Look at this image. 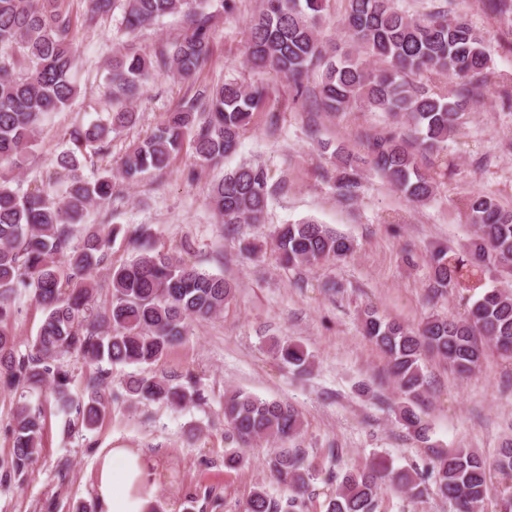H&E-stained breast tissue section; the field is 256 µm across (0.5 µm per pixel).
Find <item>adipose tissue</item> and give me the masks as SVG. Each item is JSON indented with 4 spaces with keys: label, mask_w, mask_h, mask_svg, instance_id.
I'll return each instance as SVG.
<instances>
[{
    "label": "adipose tissue",
    "mask_w": 512,
    "mask_h": 512,
    "mask_svg": "<svg viewBox=\"0 0 512 512\" xmlns=\"http://www.w3.org/2000/svg\"><path fill=\"white\" fill-rule=\"evenodd\" d=\"M153 477L141 452L111 448L98 460L95 488L105 512H150Z\"/></svg>",
    "instance_id": "obj_1"
}]
</instances>
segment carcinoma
Listing matches in <instances>:
<instances>
[{
    "label": "carcinoma",
    "mask_w": 512,
    "mask_h": 512,
    "mask_svg": "<svg viewBox=\"0 0 512 512\" xmlns=\"http://www.w3.org/2000/svg\"><path fill=\"white\" fill-rule=\"evenodd\" d=\"M195 2L89 0L95 15L121 7L129 34L182 10L191 24L190 33L172 51H160L153 61L131 44L113 50L111 99L120 103L135 98L154 63L182 79L195 74L210 39L208 18L194 11ZM327 2L263 0L247 29L250 63L282 74L296 93L307 91L303 81L311 70L322 69L319 101L327 112L357 105L389 112L414 132L418 150L437 152L456 135L461 115L484 90L497 85L485 38L466 18L450 19L441 12L410 16L396 7V0H347L343 28L355 51L331 56L317 34ZM13 44L22 49L27 67L17 75L15 64L0 57V325L12 321L10 299L20 287L33 290L43 320L27 354L15 352L12 337L0 328V378L16 389L48 383L57 403L75 408L81 424L92 429L104 408L106 373L98 368L89 375L88 400L75 405L69 392L72 375L59 355L75 354L96 366L151 365L186 336L188 318L219 312L234 298L236 288L222 276L198 271L169 252L143 244L133 259L112 269L111 299L103 310L94 309L95 287L87 275L106 264L109 245L121 227L83 223L89 207L110 204L113 182L106 170L86 178L82 165L107 154L110 134L131 124L134 113L120 108L104 121L77 123L67 130L68 148L54 160L55 174L66 178L62 198L54 196L49 183L19 193L12 184L33 151L38 124L77 93L75 24L67 0H0V48ZM416 76L449 77L458 88L453 94L437 93L415 83ZM263 98L262 89L233 82L201 93L126 154L123 177L136 182L148 171L166 168L192 128L197 160L207 165L222 161L237 147ZM368 149L376 171L411 202L422 204L433 196L436 179L419 172L413 151L398 131L373 138ZM337 161L336 193L351 200L359 187L358 157L342 151ZM270 194L264 169L244 164L213 186L211 205L226 224H260ZM466 209L476 227L474 236L459 250L437 248L431 253L433 288L438 291H474L492 271L512 276V208L479 191L468 198ZM274 244L286 262L306 265L345 259L354 249L348 237L313 221L280 225ZM361 325L388 358L401 399L399 420L424 439L427 428L415 409L425 389L423 351L436 352L465 374L480 367L487 345L512 358V290H483L469 317L456 322L431 315L413 330L367 309ZM274 350L284 365L297 371L311 365V355L299 343L276 340ZM125 392L132 402L183 405L204 400L192 386L144 373L130 376ZM224 422L243 447L257 439L277 444L270 471L290 491L283 502L258 485L245 512H297L312 477L300 449L287 447L303 428L299 410L286 401L231 390L224 394ZM9 431L12 450L0 460V483L32 468L42 447L40 410L19 402ZM493 472L501 479L497 490L504 512H512V441L491 462L468 448H434L425 473H396L385 462L338 473L326 512H375L379 484L387 477L411 497L420 496L421 485L429 480L456 512H477L495 490Z\"/></svg>",
    "instance_id": "carcinoma-1"
}]
</instances>
